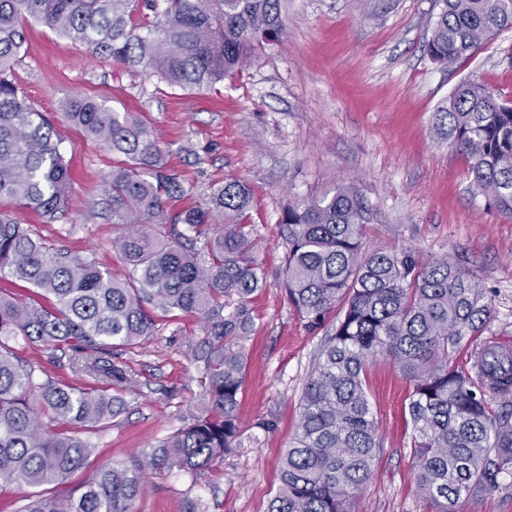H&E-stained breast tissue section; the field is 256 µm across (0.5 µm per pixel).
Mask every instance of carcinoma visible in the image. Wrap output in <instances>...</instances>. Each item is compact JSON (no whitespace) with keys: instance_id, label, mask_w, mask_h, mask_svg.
<instances>
[{"instance_id":"cac0c4a2","label":"carcinoma","mask_w":512,"mask_h":512,"mask_svg":"<svg viewBox=\"0 0 512 512\" xmlns=\"http://www.w3.org/2000/svg\"><path fill=\"white\" fill-rule=\"evenodd\" d=\"M285 0H0V200L67 219L69 164L56 117L32 109L11 78L31 24L85 43L100 57L141 67L168 86L202 89L242 71L255 47L282 37ZM512 28V0H440L427 55L448 67L490 35ZM62 117L122 156L103 183L128 272L117 277L93 259L64 251L0 210V487L62 485L91 464L88 434L127 409L132 387L119 352L153 335L178 311L201 324L194 349L200 398L184 425L148 450L116 460L67 499L36 497L21 512H134L149 474L191 476L214 469L242 446L243 351L232 342L254 327L252 295L264 284L247 222L250 194L234 180L210 201L178 211L185 195L155 129L132 112L77 95ZM436 126L470 161L473 186L512 217V102L477 81L461 82L436 113ZM224 214L221 229L213 213ZM363 207L347 187L288 206L283 288L310 326L336 306L343 317L317 354L300 401L296 432L267 512H352L374 474L381 441L366 370L383 358L412 385L414 479L435 512H456L512 477V351L476 344L492 305L460 266L427 264L408 249L363 250ZM21 338L68 352V365L97 381L86 388L43 380L6 342ZM68 426L50 434L43 417Z\"/></svg>"}]
</instances>
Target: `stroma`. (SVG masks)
Instances as JSON below:
<instances>
[{"label":"stroma","mask_w":512,"mask_h":512,"mask_svg":"<svg viewBox=\"0 0 512 512\" xmlns=\"http://www.w3.org/2000/svg\"><path fill=\"white\" fill-rule=\"evenodd\" d=\"M438 11L436 0H286L283 38L265 43L239 75L200 91L169 88L43 26L30 28L12 70L28 104L58 114L69 97L90 95L136 113L157 130L188 189L170 209L207 202L231 179L252 194L250 222L267 284L251 302L255 327L238 342L247 356L243 446L196 477L148 476L135 512H266L275 495L314 358L341 316L331 311L312 329L288 303L279 222L289 204L348 187L366 208V251L406 247L425 262L459 264L492 302L485 337L512 339V218L476 191L468 160L440 138L434 119L465 79L512 99V28L443 67L423 51ZM56 129L72 178L68 218L46 224L29 211L19 218L123 275L110 221L84 220L116 157L66 122ZM201 336L196 318L182 314L124 354L135 384L124 394L126 412L91 434L94 466L154 446L183 425L201 391L192 354ZM11 349L40 377L91 382L58 363L52 346L19 340ZM366 383L382 447L355 512H432L413 480L409 381L379 360Z\"/></svg>","instance_id":"35a3bbf8"}]
</instances>
